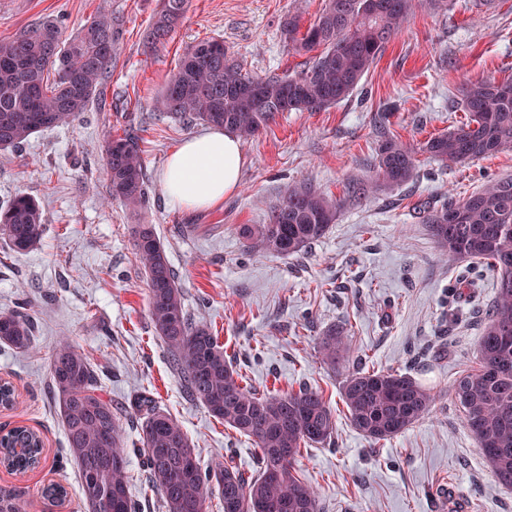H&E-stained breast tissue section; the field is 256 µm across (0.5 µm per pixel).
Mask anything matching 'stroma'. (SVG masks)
<instances>
[{
    "mask_svg": "<svg viewBox=\"0 0 512 512\" xmlns=\"http://www.w3.org/2000/svg\"><path fill=\"white\" fill-rule=\"evenodd\" d=\"M326 0H191L165 48L144 54L141 33L159 0H0V37L46 21L74 34L102 13L124 20L120 54L100 97L80 120L33 134L23 151L0 150V204L25 193L40 205V243L7 253L0 266V312L26 302L38 321L33 349L0 345V379L16 389L0 409V429L27 426L45 441L38 468H0V488L15 491L28 512H58L41 494L68 491L59 512H85L78 468L66 439L49 366L67 339L96 366L98 383L137 442L129 404L142 392L202 448V460L257 468L252 441L187 400L148 313V290L133 228L154 225L194 319L207 322L246 384L260 394L306 386L336 414L326 445L303 448L298 473L316 489L321 512H435L440 487L454 490L447 512H512L462 423L450 384L478 365L480 316L496 280L485 266L449 259L423 222L427 202H458L490 180L512 175V150L465 164H441L422 152L466 114L458 89L474 80L512 78V0H420L382 56L345 100L320 112L280 114L242 140L238 190L205 209L171 208L161 173L168 153L203 131L155 108L185 49L224 42L252 76L300 71L305 56L281 35L290 14L309 26ZM133 132L145 159L148 200L135 211L109 199L100 148L107 134ZM389 137L416 147L413 177L361 199L350 180L369 182L375 149ZM306 183L346 203L326 234L297 256L251 250L243 224H264L271 206ZM467 278L466 295L453 285ZM343 331L368 367L402 370L436 396L431 413L396 437L370 444L350 424L340 388L351 365L322 360L320 338Z\"/></svg>",
    "mask_w": 512,
    "mask_h": 512,
    "instance_id": "35a3bbf8",
    "label": "stroma"
}]
</instances>
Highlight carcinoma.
Segmentation results:
<instances>
[{
	"instance_id": "obj_1",
	"label": "carcinoma",
	"mask_w": 512,
	"mask_h": 512,
	"mask_svg": "<svg viewBox=\"0 0 512 512\" xmlns=\"http://www.w3.org/2000/svg\"><path fill=\"white\" fill-rule=\"evenodd\" d=\"M415 0H328L305 32L290 15L281 25L284 42L312 54L305 67L287 77H253L224 42L202 40L189 46L157 100L163 113L191 124L222 126L250 138L282 112H319L349 97L398 32ZM190 0H160L144 31V52L165 47L184 18ZM123 18L99 14L73 36L61 24L43 22L0 38V148L22 151L42 129L80 119L109 77L121 40ZM467 121L430 138L422 149L434 160L465 163L512 148V79L469 81L459 88ZM415 149L392 138L378 144L375 183L400 185L412 178ZM109 196L128 208L147 198L145 165L132 134L109 136L102 146ZM343 200L306 184L288 191L270 211L267 224H243L249 248L272 255H298L323 237ZM456 213L459 222H448ZM431 237L451 259L485 263L497 276V295L480 336L479 365L450 387L463 410L464 424L497 482L512 490V176L494 180L458 203L427 211ZM43 214L26 194L0 205V238L16 253L42 237ZM134 246L143 264L149 317L164 344L171 370L185 397L253 440L258 469L246 474L228 462L201 464L182 425L147 393L137 395L138 443L147 480L160 495L163 512H206L217 497L224 512H320L316 492L298 476L301 447L326 444L336 430L334 410L323 395L302 387L260 395L243 384L224 356L211 327L194 320L184 306L166 250L151 224H138ZM35 319L23 306L0 313V344L26 351L35 341ZM327 362L349 359L345 336L334 329L321 339ZM357 368L345 379L341 400L351 425L368 439L391 438L431 410L430 390L394 370ZM50 377L56 389L67 450L76 462L85 509L142 512L130 492L131 449L112 402L102 394L88 356L63 340L55 348ZM0 444V463L24 472L35 462L43 440L17 426ZM288 448L286 458L276 449ZM0 512H26V502L0 491Z\"/></svg>"
}]
</instances>
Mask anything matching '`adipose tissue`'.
Masks as SVG:
<instances>
[{"label": "adipose tissue", "mask_w": 512, "mask_h": 512, "mask_svg": "<svg viewBox=\"0 0 512 512\" xmlns=\"http://www.w3.org/2000/svg\"><path fill=\"white\" fill-rule=\"evenodd\" d=\"M244 164L236 133L214 126L169 154L161 182L173 208H211L237 190Z\"/></svg>", "instance_id": "ef3b65f1"}]
</instances>
